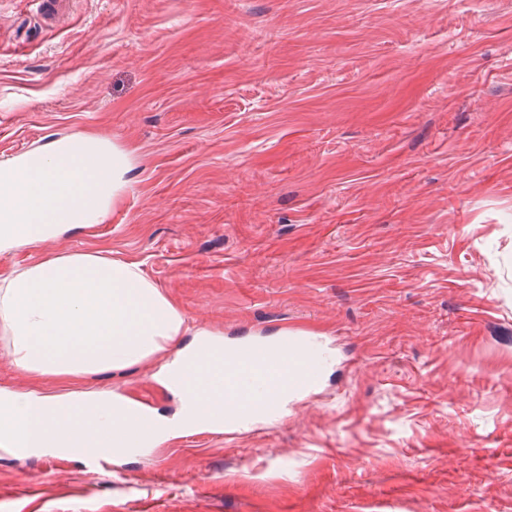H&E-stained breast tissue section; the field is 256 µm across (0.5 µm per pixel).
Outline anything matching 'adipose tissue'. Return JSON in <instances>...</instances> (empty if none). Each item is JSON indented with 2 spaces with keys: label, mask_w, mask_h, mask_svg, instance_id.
Here are the masks:
<instances>
[{
  "label": "adipose tissue",
  "mask_w": 512,
  "mask_h": 512,
  "mask_svg": "<svg viewBox=\"0 0 512 512\" xmlns=\"http://www.w3.org/2000/svg\"><path fill=\"white\" fill-rule=\"evenodd\" d=\"M130 153L72 134L0 160V254L104 223L124 192ZM0 331L21 371L55 377L48 391L0 388V447L21 458L71 455L85 445L132 457L207 428L223 431L238 401L224 397L230 365L221 335L192 326L139 264L94 251L66 253L0 278ZM159 360L155 381L180 396L176 418L91 384Z\"/></svg>",
  "instance_id": "ef3b65f1"
}]
</instances>
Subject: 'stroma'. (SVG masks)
Listing matches in <instances>:
<instances>
[{
    "mask_svg": "<svg viewBox=\"0 0 512 512\" xmlns=\"http://www.w3.org/2000/svg\"><path fill=\"white\" fill-rule=\"evenodd\" d=\"M93 132L106 221L225 339L321 335L275 421L88 477L0 447V512H512V0H0V159ZM146 362L98 387L178 412Z\"/></svg>",
    "mask_w": 512,
    "mask_h": 512,
    "instance_id": "stroma-1",
    "label": "stroma"
}]
</instances>
